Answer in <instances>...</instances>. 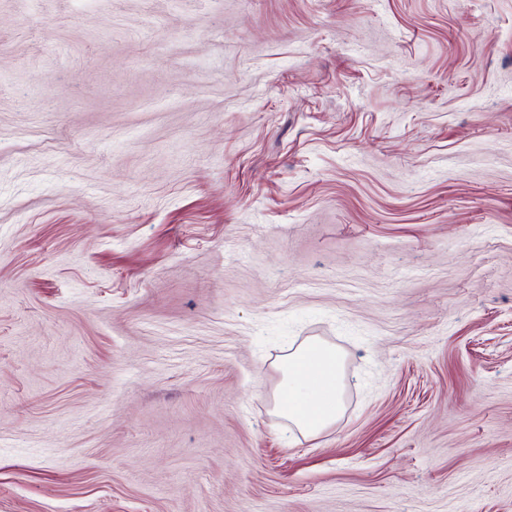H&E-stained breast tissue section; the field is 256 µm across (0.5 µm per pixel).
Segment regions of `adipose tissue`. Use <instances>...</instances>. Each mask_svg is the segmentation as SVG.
Segmentation results:
<instances>
[{"label":"adipose tissue","mask_w":512,"mask_h":512,"mask_svg":"<svg viewBox=\"0 0 512 512\" xmlns=\"http://www.w3.org/2000/svg\"><path fill=\"white\" fill-rule=\"evenodd\" d=\"M277 411L297 428L316 435L335 422L342 408V374L335 351L314 343L288 355Z\"/></svg>","instance_id":"ef3b65f1"}]
</instances>
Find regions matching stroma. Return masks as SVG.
<instances>
[{
  "label": "stroma",
  "mask_w": 512,
  "mask_h": 512,
  "mask_svg": "<svg viewBox=\"0 0 512 512\" xmlns=\"http://www.w3.org/2000/svg\"><path fill=\"white\" fill-rule=\"evenodd\" d=\"M0 512H512V0H0ZM276 410L308 435L336 421L342 408V374L335 351L310 344L288 355Z\"/></svg>",
  "instance_id": "1"
}]
</instances>
